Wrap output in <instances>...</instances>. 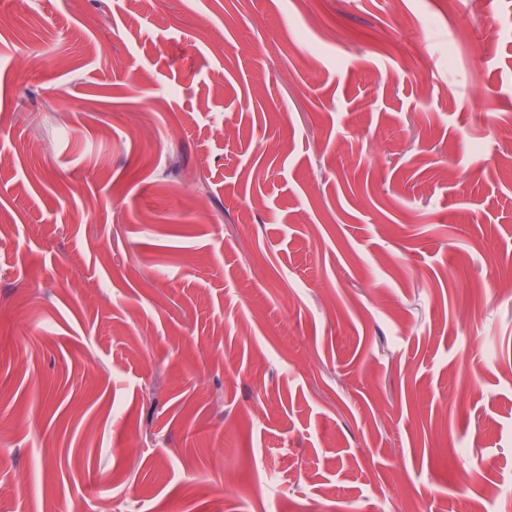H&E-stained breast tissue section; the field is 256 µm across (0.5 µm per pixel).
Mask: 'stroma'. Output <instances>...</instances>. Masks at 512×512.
<instances>
[{
  "label": "stroma",
  "mask_w": 512,
  "mask_h": 512,
  "mask_svg": "<svg viewBox=\"0 0 512 512\" xmlns=\"http://www.w3.org/2000/svg\"><path fill=\"white\" fill-rule=\"evenodd\" d=\"M495 11L0 0V512H512Z\"/></svg>",
  "instance_id": "stroma-1"
}]
</instances>
